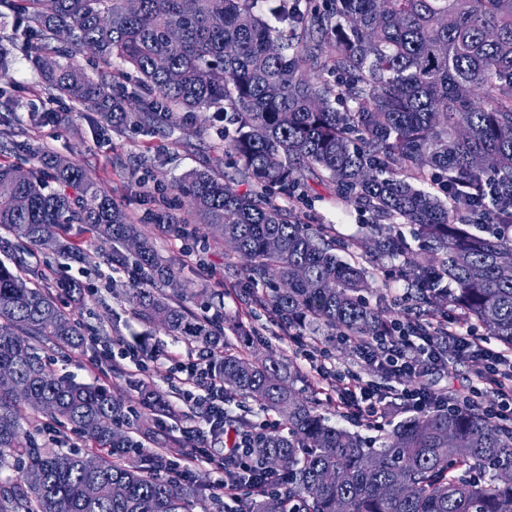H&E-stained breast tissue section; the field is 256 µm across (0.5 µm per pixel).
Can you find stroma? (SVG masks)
I'll use <instances>...</instances> for the list:
<instances>
[{"label": "stroma", "mask_w": 512, "mask_h": 512, "mask_svg": "<svg viewBox=\"0 0 512 512\" xmlns=\"http://www.w3.org/2000/svg\"><path fill=\"white\" fill-rule=\"evenodd\" d=\"M0 86L13 88L18 101L15 121L27 126L31 108L43 106L45 96L40 73L19 50H12L9 71L0 78ZM52 108L59 115V123L30 128L31 143L44 145L82 164L113 200L140 217L161 256L174 265L180 282L194 292L195 298L190 303L193 313L201 319L219 318L229 344L260 358L273 357L284 366L296 369L295 389L316 399L330 424L369 440L378 439L379 430L359 419L341 415L336 406L335 388L319 381L314 369L304 360L301 348L289 341L286 331L273 324L268 316H255L253 308L245 305L243 294L251 286L244 278L242 259L229 255L223 241L212 239L208 226L190 218L187 207L177 208L176 213L189 218L188 235L169 232L152 219L154 187L172 186L190 171L210 165L217 155L216 131L223 128V121L208 122L200 117L174 126L158 117L153 131L138 128L118 136L101 128L98 116L76 109L68 102H53ZM306 186L310 199L305 209L308 223L335 225L338 235L344 238L355 235L364 224L370 223L368 213L338 202L334 191L318 176H309ZM69 234L80 241L87 254L85 261L44 250L26 258L28 269L39 272L40 285H52L64 275L92 289L84 305L71 306L70 311L93 329L97 340L84 352L56 355L55 370L79 382L104 385L128 401L137 399L139 381L148 377L151 389L163 395L167 403L178 406L179 416L166 422L142 407L137 408V415L152 429H164L167 436L179 439L184 447H196V440L185 436L183 430L197 423V413L182 405L179 385L171 380L166 364H155L145 374L126 361L121 364V372L105 369L109 346L118 337L130 345L160 352H193L196 344L142 323L125 289L112 286L113 281L121 284L127 281L129 271L114 269L98 241L79 226H72ZM304 338L326 348L338 371L349 370L363 379L384 382L381 371L358 358L353 346L335 340L329 330L308 332Z\"/></svg>", "instance_id": "1"}]
</instances>
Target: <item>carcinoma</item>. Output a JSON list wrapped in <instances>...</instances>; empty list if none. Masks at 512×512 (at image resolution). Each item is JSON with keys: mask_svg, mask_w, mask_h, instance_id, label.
Here are the masks:
<instances>
[{"mask_svg": "<svg viewBox=\"0 0 512 512\" xmlns=\"http://www.w3.org/2000/svg\"><path fill=\"white\" fill-rule=\"evenodd\" d=\"M0 0L24 24L25 52L50 99L93 112L120 134L154 113L171 123L200 112L224 114V154L254 179L239 191L224 173L194 171L174 186L191 212L246 262L255 307L281 327L325 326L368 343L383 335L389 311L364 294L372 270L399 263L413 291L408 322L418 333L451 307L512 348V8L502 0ZM277 17L274 31L263 12ZM316 31L327 51L300 69L299 41ZM65 35L72 50L54 45ZM94 51L98 74L73 60ZM136 73L132 88L112 58ZM483 96L474 98L476 90ZM36 127L59 121L34 108ZM30 167L0 163V228L15 243L0 262V370L18 388H0V512H195L199 490L163 479L157 456L123 428L121 399L108 389L60 376L46 347L82 351L92 330L56 303L88 291L60 279L54 291L15 272L50 238L75 260L84 251L61 235L74 224L109 245L113 263L135 266L129 298L149 325L215 352L224 392L279 414L288 433L265 432L253 453L276 479L252 490L240 512H512V426L482 412L431 405L398 421L380 448L332 426L315 399L297 391L272 358L221 344L217 322H195L176 273L128 213L76 162L22 141ZM318 173L336 199L372 223L342 241L331 224H307L279 197L303 199ZM429 181L436 189L416 186ZM492 205L494 224H458L454 214ZM413 226L428 261L386 222ZM156 222L187 233L167 210ZM135 241L131 252L127 243ZM71 427L91 442L83 454L38 445L23 411Z\"/></svg>", "mask_w": 512, "mask_h": 512, "instance_id": "1", "label": "carcinoma"}]
</instances>
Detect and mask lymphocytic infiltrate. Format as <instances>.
Instances as JSON below:
<instances>
[{
    "label": "lymphocytic infiltrate",
    "instance_id": "f902f5d3",
    "mask_svg": "<svg viewBox=\"0 0 512 512\" xmlns=\"http://www.w3.org/2000/svg\"><path fill=\"white\" fill-rule=\"evenodd\" d=\"M461 353L480 364L476 382L470 383L467 391L456 396L436 394L418 386L416 380L424 366L430 363H445L446 352ZM123 355L138 370H147L150 363L166 359L170 374L181 388L183 404L199 408L204 419V428L198 436L215 434L224 428V393L221 384L212 381L209 371L210 355L194 356L170 352L166 355L124 345ZM361 357L379 368L392 380L398 382L395 398L413 408H424L430 402H439L451 407L481 410L497 422L512 425V356L488 347L487 341L473 327L460 328L453 321H443L434 332L417 334L402 320H395L389 333L379 337ZM308 356L318 361L321 377H335L336 388L345 396L339 404L342 415L364 419L375 425L385 420L390 401L381 390L364 381L356 373H335L326 350L315 347ZM495 394L496 404L486 402L487 394ZM249 437L235 432L230 448L217 454L206 448H197L185 457L180 477H187L193 468L200 465L224 472L225 478L213 488V495L235 493L240 483L258 480V469L250 461Z\"/></svg>",
    "mask_w": 512,
    "mask_h": 512
}]
</instances>
